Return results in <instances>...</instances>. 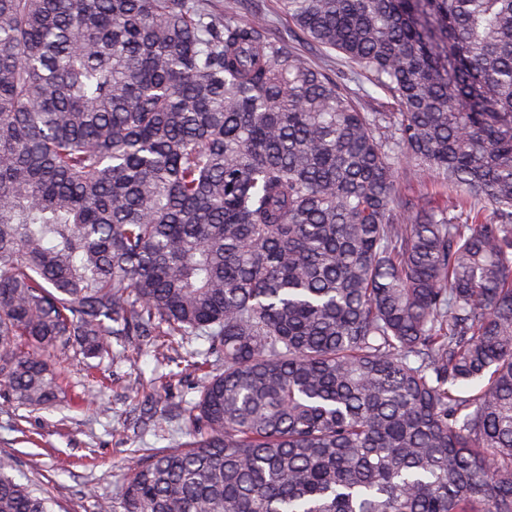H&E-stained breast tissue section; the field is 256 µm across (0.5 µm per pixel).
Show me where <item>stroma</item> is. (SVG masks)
<instances>
[{
	"mask_svg": "<svg viewBox=\"0 0 512 512\" xmlns=\"http://www.w3.org/2000/svg\"><path fill=\"white\" fill-rule=\"evenodd\" d=\"M257 7L269 18L272 35L288 39L312 66L338 71L335 54L296 37L279 0H259ZM59 369L68 389L84 394L82 405L20 411L0 404V454L16 457L18 478L41 484L54 498L55 512H93L95 498L112 497L125 483L123 462L133 450L174 446L185 438L182 422L166 415L160 418L162 436H136L134 417L157 395L170 404L198 397L203 375L173 363L158 367L150 353L135 363H104L102 386L76 359L61 360Z\"/></svg>",
	"mask_w": 512,
	"mask_h": 512,
	"instance_id": "35a3bbf8",
	"label": "stroma"
}]
</instances>
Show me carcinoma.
Here are the masks:
<instances>
[{"label":"carcinoma","instance_id":"carcinoma-1","mask_svg":"<svg viewBox=\"0 0 512 512\" xmlns=\"http://www.w3.org/2000/svg\"><path fill=\"white\" fill-rule=\"evenodd\" d=\"M279 2L346 80L241 0H0V398L202 336L96 512H512V0ZM406 170V165H402L398 172V183L403 192H409L410 194H439L442 191L435 178L430 177L421 181L415 180L409 177Z\"/></svg>","mask_w":512,"mask_h":512}]
</instances>
